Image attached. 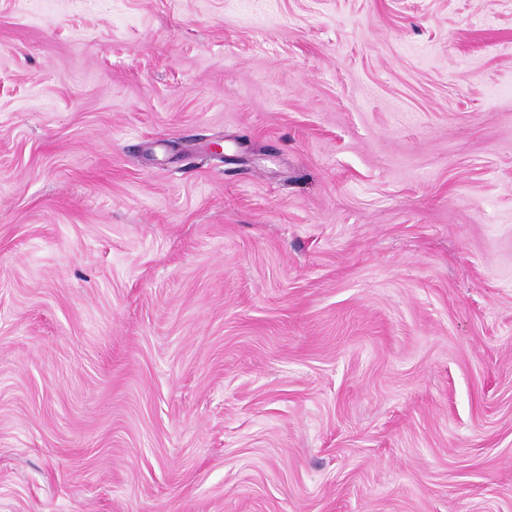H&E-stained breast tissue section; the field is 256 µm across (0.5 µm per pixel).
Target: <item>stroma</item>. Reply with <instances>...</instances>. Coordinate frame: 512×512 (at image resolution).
I'll return each instance as SVG.
<instances>
[{"mask_svg":"<svg viewBox=\"0 0 512 512\" xmlns=\"http://www.w3.org/2000/svg\"><path fill=\"white\" fill-rule=\"evenodd\" d=\"M0 512H512V0H0Z\"/></svg>","mask_w":512,"mask_h":512,"instance_id":"stroma-1","label":"stroma"}]
</instances>
